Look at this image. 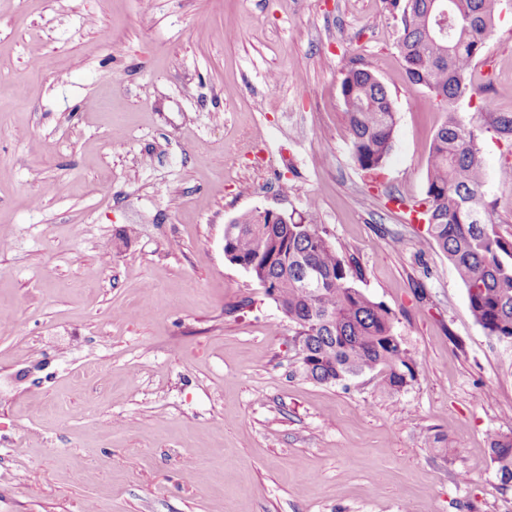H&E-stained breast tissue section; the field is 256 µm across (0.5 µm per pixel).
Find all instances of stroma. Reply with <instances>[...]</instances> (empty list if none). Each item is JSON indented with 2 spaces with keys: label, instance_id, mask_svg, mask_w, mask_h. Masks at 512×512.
<instances>
[{
  "label": "stroma",
  "instance_id": "1",
  "mask_svg": "<svg viewBox=\"0 0 512 512\" xmlns=\"http://www.w3.org/2000/svg\"><path fill=\"white\" fill-rule=\"evenodd\" d=\"M399 27L388 0H0V512H512L488 439L512 345L396 206L422 209L446 118ZM353 60L397 112L374 170L346 130ZM472 82L463 121L486 96L512 112V0ZM481 142L512 232V142ZM255 209L313 211L361 269L417 362L404 392L300 374L224 258Z\"/></svg>",
  "mask_w": 512,
  "mask_h": 512
}]
</instances>
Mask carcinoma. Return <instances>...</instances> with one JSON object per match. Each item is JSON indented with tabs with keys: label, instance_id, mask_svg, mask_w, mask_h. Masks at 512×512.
Instances as JSON below:
<instances>
[{
	"label": "carcinoma",
	"instance_id": "cac0c4a2",
	"mask_svg": "<svg viewBox=\"0 0 512 512\" xmlns=\"http://www.w3.org/2000/svg\"><path fill=\"white\" fill-rule=\"evenodd\" d=\"M452 49H444L434 0H389L400 17L397 42L408 83L448 112L430 149L427 232L460 279L471 314L486 335L512 345V234L492 219L479 128L457 117L471 70L493 34L500 0H450ZM341 95L358 165H383L393 148L395 110L388 86L356 63L343 73ZM488 128L512 139V113L483 99ZM224 257L259 282L293 326L301 375L336 384L366 373L389 395L416 378V362L394 331V314L356 285L361 271L328 239L311 212L284 224L267 210L224 225ZM491 464L503 489L512 487V429L489 434Z\"/></svg>",
	"mask_w": 512,
	"mask_h": 512
}]
</instances>
